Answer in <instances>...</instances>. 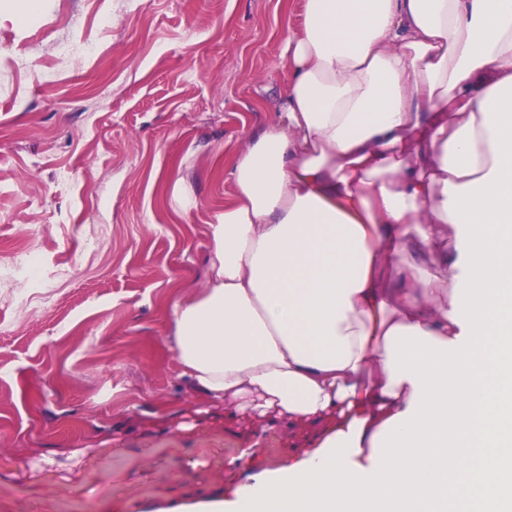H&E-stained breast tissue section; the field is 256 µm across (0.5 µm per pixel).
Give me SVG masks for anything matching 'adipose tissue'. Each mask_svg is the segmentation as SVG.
<instances>
[{"instance_id":"ef3b65f1","label":"adipose tissue","mask_w":512,"mask_h":512,"mask_svg":"<svg viewBox=\"0 0 512 512\" xmlns=\"http://www.w3.org/2000/svg\"><path fill=\"white\" fill-rule=\"evenodd\" d=\"M166 340L227 424L305 444L199 512L512 505V0H302Z\"/></svg>"}]
</instances>
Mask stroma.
<instances>
[{"label": "stroma", "mask_w": 512, "mask_h": 512, "mask_svg": "<svg viewBox=\"0 0 512 512\" xmlns=\"http://www.w3.org/2000/svg\"><path fill=\"white\" fill-rule=\"evenodd\" d=\"M301 0H0V512H176L291 430L200 421L165 340ZM98 41L77 59L73 34ZM43 226L31 235L33 226ZM36 253L41 275L19 261ZM26 287H19V280Z\"/></svg>", "instance_id": "35a3bbf8"}]
</instances>
